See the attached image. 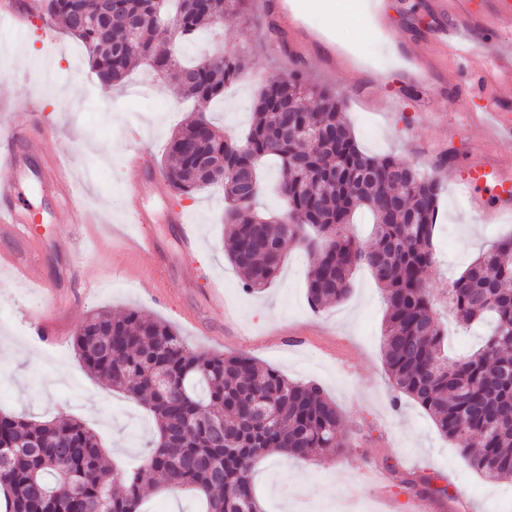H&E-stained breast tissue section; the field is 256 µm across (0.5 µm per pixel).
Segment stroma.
I'll list each match as a JSON object with an SVG mask.
<instances>
[{
  "mask_svg": "<svg viewBox=\"0 0 512 512\" xmlns=\"http://www.w3.org/2000/svg\"><path fill=\"white\" fill-rule=\"evenodd\" d=\"M272 2L253 0L250 19L225 16L184 51L190 59L229 46L248 58L242 78L210 105L214 123L231 137L245 132L260 87L292 68L343 95V116L363 150L403 157L440 180L438 258L425 283L443 294L496 233L512 228L507 217L482 223L457 190L459 168L474 150L512 166V142L489 140L481 127L454 123L424 101L450 98L466 85L462 60L438 40L454 13L438 12L437 0H381L384 18L374 31L356 25L367 0H324L318 8L295 0L307 27L285 30L284 47L273 48ZM313 29L328 31V38L310 37ZM416 58L429 71L424 96L405 87V70ZM22 101L36 103L34 123L43 136L40 151L26 155L28 176L18 185L33 236H0V253L30 254L34 243L39 251L29 274L0 266V413L39 422L66 413L97 433L109 464L135 463L157 432L155 420L143 404L91 376L73 338L94 311L137 309L168 322L195 349L251 356L292 381L319 384L336 402L345 436L338 456L299 460L273 451L256 464L253 483L264 512H316L324 500L332 512H380L384 494L399 512H412L416 497L398 487L397 472L432 477L435 490L424 497L430 512H512V482L485 480L414 400L396 397L382 361L385 301L366 269L355 270L344 301L313 311L306 290L312 258L292 242L274 282L248 292L227 258L222 192L206 188L182 201L199 238L189 252L165 219L171 194L129 192L127 129L139 130L159 171L171 133L193 110L178 101L169 80L140 65L121 83L102 87L81 43L61 27L35 18L18 33L0 17V130ZM57 157L77 184L74 224L60 223L62 203L39 178ZM141 208L152 214L148 223L134 221ZM140 235L161 242L166 257L157 266L144 267L127 247ZM45 282L78 296L62 315L65 332L54 346L33 333L54 312Z\"/></svg>",
  "mask_w": 512,
  "mask_h": 512,
  "instance_id": "1",
  "label": "stroma"
}]
</instances>
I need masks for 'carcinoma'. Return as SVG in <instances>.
I'll use <instances>...</instances> for the list:
<instances>
[{
  "mask_svg": "<svg viewBox=\"0 0 512 512\" xmlns=\"http://www.w3.org/2000/svg\"><path fill=\"white\" fill-rule=\"evenodd\" d=\"M208 2L121 0L134 20L126 29L103 22L99 0H83L80 16L71 0H39L38 17L46 26L62 22L84 44L103 86L146 63L177 95L206 105L241 78L246 57L237 51L183 64V45L225 12L247 13L251 0ZM294 98L314 108L290 113ZM291 120L319 129V143L300 137ZM202 156L220 167L198 170ZM271 158L280 164V216L258 214V192L243 194L229 175L247 165L257 177ZM165 175L177 201L209 186L224 190L228 258L248 290L272 283L290 242L313 256L307 294L317 311L346 299L354 271L368 269L386 303L381 350L394 390L427 411L483 478L512 480V233L448 285L445 303L455 320L488 326L477 349L450 358L434 299L422 290L424 272L436 262L441 182L397 156L363 151L342 119L340 99L303 72L261 89L241 139L196 112L169 138ZM361 210L374 224L364 243L348 232ZM290 215L299 222L284 223ZM73 346L90 375L145 402L157 437L135 468L118 471L106 464L96 434L70 416L38 423L0 414V512H140L145 486L193 490L205 512H263L252 474L269 450L293 459L316 449L330 457L342 452L339 408L319 385L293 382L243 355L195 351L170 325L138 310L92 313ZM429 483L424 475L399 477L416 494Z\"/></svg>",
  "mask_w": 512,
  "mask_h": 512,
  "instance_id": "carcinoma-1",
  "label": "carcinoma"
}]
</instances>
